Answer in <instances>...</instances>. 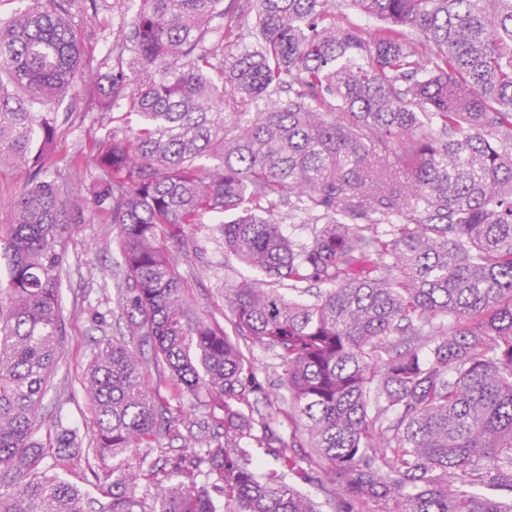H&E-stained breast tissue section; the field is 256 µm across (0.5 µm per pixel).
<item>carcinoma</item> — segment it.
Returning a JSON list of instances; mask_svg holds the SVG:
<instances>
[{
  "mask_svg": "<svg viewBox=\"0 0 512 512\" xmlns=\"http://www.w3.org/2000/svg\"><path fill=\"white\" fill-rule=\"evenodd\" d=\"M72 2L0 21V170L30 181L0 198V512H320L299 481L334 512H512V0H140L84 66ZM84 72L94 173L82 152L65 170L92 178L86 204L51 176L52 105ZM226 212L252 272L225 289L229 332L175 250ZM79 224L112 225L127 332L152 350L94 348L92 454H167L163 388L213 422L205 450L140 473L149 505L92 467L89 497L62 477L74 434L38 437ZM244 344L288 392L287 441Z\"/></svg>",
  "mask_w": 512,
  "mask_h": 512,
  "instance_id": "1",
  "label": "carcinoma"
}]
</instances>
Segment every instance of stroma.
Returning <instances> with one entry per match:
<instances>
[{
	"mask_svg": "<svg viewBox=\"0 0 512 512\" xmlns=\"http://www.w3.org/2000/svg\"><path fill=\"white\" fill-rule=\"evenodd\" d=\"M100 24L85 20L83 0H75L69 15L78 29L87 59L100 61L118 26L130 25L138 0H98ZM56 151L64 156L76 149H88L98 128L99 114L90 108V92L76 87L60 99ZM188 257L181 273H190L197 265L207 268L193 289L198 307L226 320L225 288L246 276L247 271L224 253V239L218 225L201 224L188 231ZM112 227L108 224L79 225L69 239V263L63 273L60 304L66 322L65 349L55 370L57 390L44 400L45 430L63 425L76 430L79 442L85 443L92 433V413L79 380L97 343L119 335L126 313L115 291L118 252L111 245ZM257 380L271 395L267 408L274 427L281 436H288L291 427L288 403L279 395L278 383L269 376V357L261 348H253Z\"/></svg>",
	"mask_w": 512,
	"mask_h": 512,
	"instance_id": "obj_1",
	"label": "stroma"
}]
</instances>
